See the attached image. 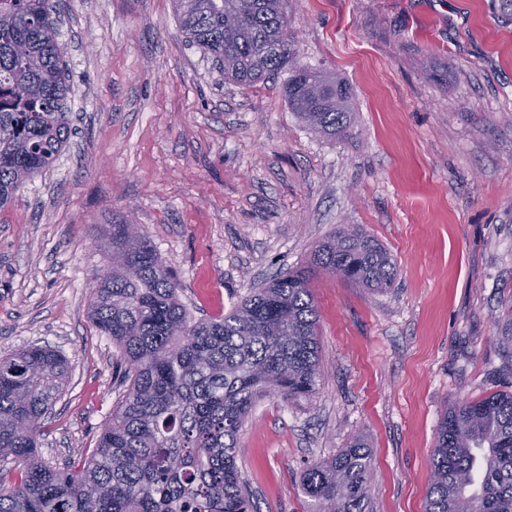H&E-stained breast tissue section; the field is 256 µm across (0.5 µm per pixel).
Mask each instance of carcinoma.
Wrapping results in <instances>:
<instances>
[{"mask_svg":"<svg viewBox=\"0 0 512 512\" xmlns=\"http://www.w3.org/2000/svg\"><path fill=\"white\" fill-rule=\"evenodd\" d=\"M186 41L224 78L252 86L288 70V107L320 137L350 133L352 92L298 62L282 0H174ZM56 0H0V211L49 169L74 133ZM111 268L90 294V318L124 365L119 409L86 460L42 458L38 430L63 392L67 361L31 346L0 358V512H252L237 466L255 404L317 391L319 326L312 281L331 274L383 292L390 251L355 225L314 249L307 265L254 289L228 314L195 319L180 281L137 225L108 230ZM497 342L512 350V305ZM424 512H512V394L444 410ZM372 456L355 437L301 476L309 512H366Z\"/></svg>","mask_w":512,"mask_h":512,"instance_id":"obj_1","label":"carcinoma"}]
</instances>
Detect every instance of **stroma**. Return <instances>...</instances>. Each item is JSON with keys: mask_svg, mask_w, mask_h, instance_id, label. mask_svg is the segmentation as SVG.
Wrapping results in <instances>:
<instances>
[{"mask_svg": "<svg viewBox=\"0 0 512 512\" xmlns=\"http://www.w3.org/2000/svg\"><path fill=\"white\" fill-rule=\"evenodd\" d=\"M300 63L345 79L350 136L311 132L286 74L240 86L186 42L173 0H63L77 129L0 211V357L63 354L41 455L88 457L116 412L118 350L89 286L123 216L178 276L191 315L227 313L356 224L397 264L376 292L323 274L320 381L259 401L237 463L256 512H305L301 475L363 437L367 512H424L445 406L512 394L497 343L512 299V0H283Z\"/></svg>", "mask_w": 512, "mask_h": 512, "instance_id": "stroma-1", "label": "stroma"}]
</instances>
